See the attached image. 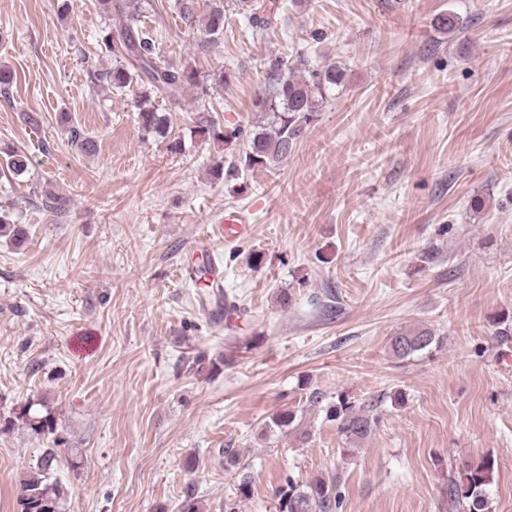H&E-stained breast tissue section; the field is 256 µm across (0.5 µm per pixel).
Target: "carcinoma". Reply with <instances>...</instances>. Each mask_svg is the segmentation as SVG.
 I'll list each match as a JSON object with an SVG mask.
<instances>
[{"label": "carcinoma", "mask_w": 512, "mask_h": 512, "mask_svg": "<svg viewBox=\"0 0 512 512\" xmlns=\"http://www.w3.org/2000/svg\"><path fill=\"white\" fill-rule=\"evenodd\" d=\"M246 15L255 36L264 35L277 20L275 4L268 0H235ZM100 9L107 15L124 18V24L116 34L102 37L105 51L112 56V69L94 74L98 83L122 89L132 83H143L147 89L137 102V119L140 128L148 135L165 138L170 133L168 118L156 105V99L178 101L186 87L194 86L200 95H208L205 81L199 80V72L188 66L173 65L159 47V35L151 33L139 19L143 6L137 0H99ZM173 8L185 27L195 34L197 53L207 55L224 35L226 14L224 0H174ZM346 73L334 64L308 68L303 74L286 71L276 64L271 69L270 89L267 96L256 102L259 111L265 113L263 123L248 132L239 128L231 131L221 128L213 119L205 116L194 121L191 134L212 139L229 148L243 137L246 149L239 162L224 169L213 168L217 180L231 181L239 174L255 168H270L288 158L297 143L317 121L319 112L327 103V95L344 86ZM29 158L22 151L8 154L6 168L14 174L28 169ZM25 230L7 217L0 215V238L21 245ZM440 336L431 328L415 327L397 332L390 338L388 353L396 360H408L414 356L429 354L440 348ZM18 418L36 433L50 427L49 419L30 407H23ZM297 414L287 409L275 414L268 424L270 431L286 433L295 428ZM326 418L337 422L339 434L347 445H355L368 438L378 422V417L364 408H357L344 398L326 405ZM55 453L50 451L40 464L28 470L20 480L21 512H30L33 502L61 507L66 491L62 483L51 479ZM494 461L481 458L464 464L459 479L453 481L448 494L453 500L462 501L464 512H491L487 487L493 482ZM337 505L336 488L321 479L305 486L291 481L278 492L277 512H332Z\"/></svg>", "instance_id": "cac0c4a2"}]
</instances>
